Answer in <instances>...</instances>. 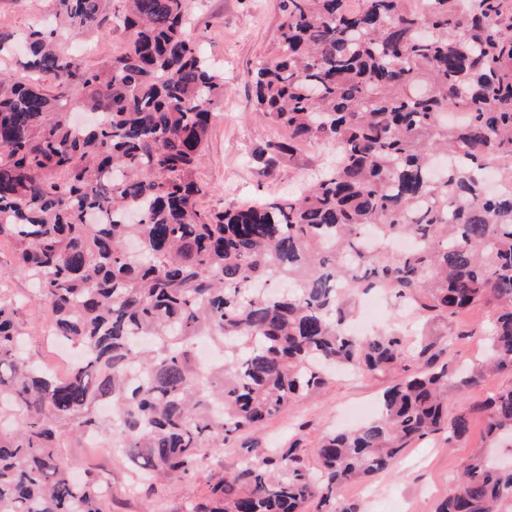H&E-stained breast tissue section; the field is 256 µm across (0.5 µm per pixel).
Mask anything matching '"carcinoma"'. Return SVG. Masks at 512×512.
<instances>
[{"instance_id": "cac0c4a2", "label": "carcinoma", "mask_w": 512, "mask_h": 512, "mask_svg": "<svg viewBox=\"0 0 512 512\" xmlns=\"http://www.w3.org/2000/svg\"><path fill=\"white\" fill-rule=\"evenodd\" d=\"M56 27L0 30L26 75L0 71V240L27 273L53 335L80 350L61 377L22 352L0 302V512H112L76 479L65 431L103 434L138 468L125 489L195 476L201 449L317 394L329 370L403 367L359 428L269 448L187 512H304L391 466L417 439L464 437L481 413L489 448L512 440V389L448 414L451 399L512 372V0H286L278 53L252 73L256 107L288 131L253 152L267 169L303 143L334 161L295 195L232 210L197 205L195 169L224 76L188 31L192 0H123L125 52L88 66L55 38L103 25L102 0H57ZM52 79L48 91L40 76ZM391 284L400 302L451 318L493 314L484 361L402 366L392 331L345 328L351 296ZM224 350L202 368L196 341ZM112 404L104 424L94 415ZM512 470L483 453L437 512H498Z\"/></svg>"}]
</instances>
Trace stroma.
Wrapping results in <instances>:
<instances>
[{
  "label": "stroma",
  "mask_w": 512,
  "mask_h": 512,
  "mask_svg": "<svg viewBox=\"0 0 512 512\" xmlns=\"http://www.w3.org/2000/svg\"><path fill=\"white\" fill-rule=\"evenodd\" d=\"M107 25L100 34L67 40L65 49L83 44L88 63L121 54L129 42L122 20L121 0H102ZM54 0H0V29L27 31L37 22L51 18ZM190 33L212 65L224 73V99L210 128L206 155L196 179L203 188L199 199L208 210L231 209L242 202L279 196L307 183L311 173L327 159L328 150L319 144L301 146L282 155L275 166L262 170L252 152L262 142L284 138L286 132L272 124L254 103L249 71L271 59L278 51L279 28L283 21L281 0H193ZM0 301L11 304L24 336L30 359L46 363L57 372L67 368L54 341L44 334V316L32 302L28 276L12 265V247L0 244ZM492 311L485 306L467 309L451 319L429 318L384 298L371 327L398 328L404 333L410 354H417L422 339L438 341L439 363L452 367L477 363L484 343L476 329L487 325ZM402 375L401 369L376 374L342 371L313 399L285 408L258 429L238 433L223 447L204 449V462L196 477L187 481L160 482L141 489L137 496H123L116 512H143L154 504L160 512H184L186 502L209 497L212 478L237 470L252 448H274L299 439L314 447L324 431L346 427L348 408L376 404L382 392ZM484 421H472L469 435L447 441L434 434L412 443L394 468L343 487L342 503L358 505L362 512H435L447 495L451 480L463 463L477 452L497 459L512 456V446L485 448ZM62 456L76 477L93 472L112 489L122 492L129 480L127 464L102 451L85 447L76 436H68Z\"/></svg>",
  "instance_id": "obj_1"
}]
</instances>
